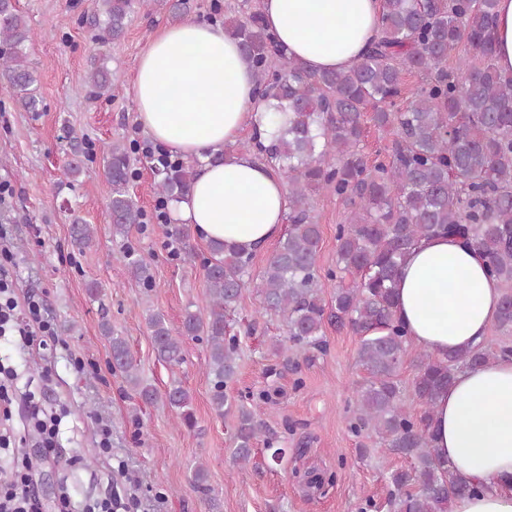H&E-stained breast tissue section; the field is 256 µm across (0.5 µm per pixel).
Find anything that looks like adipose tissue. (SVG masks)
Masks as SVG:
<instances>
[{
	"mask_svg": "<svg viewBox=\"0 0 512 512\" xmlns=\"http://www.w3.org/2000/svg\"><path fill=\"white\" fill-rule=\"evenodd\" d=\"M382 0H261L268 28L289 57L314 72L349 68L378 33ZM138 120L154 142L199 166L190 193L170 202L173 223L204 240L256 251L282 229L288 186L270 166L236 152L205 160L245 131L279 130L255 93L252 67L218 24L165 27L142 53L132 80ZM502 297L479 248L458 236L421 240L404 258L395 315L410 344L435 356L486 339ZM433 446L459 477L479 487L451 512H512V358L459 369L434 400Z\"/></svg>",
	"mask_w": 512,
	"mask_h": 512,
	"instance_id": "adipose-tissue-1",
	"label": "adipose tissue"
}]
</instances>
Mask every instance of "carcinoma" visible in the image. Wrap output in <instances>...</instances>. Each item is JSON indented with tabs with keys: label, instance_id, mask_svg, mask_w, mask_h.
Here are the masks:
<instances>
[{
	"label": "carcinoma",
	"instance_id": "obj_1",
	"mask_svg": "<svg viewBox=\"0 0 512 512\" xmlns=\"http://www.w3.org/2000/svg\"><path fill=\"white\" fill-rule=\"evenodd\" d=\"M154 2L91 0V21L99 30L95 44L103 48L120 39L136 7ZM496 6L497 0H383L380 36L366 53L347 70L320 73L283 52L259 10L224 20L225 32L238 40L254 69L261 98L287 116L275 139L266 143L255 133L239 150L256 152L287 178L288 231L257 275L252 274L253 254L209 242L203 262L210 295L207 315L186 311L176 335L158 313L150 315L148 325L157 359L170 366L183 361L182 337L205 338L212 406L220 415L233 413L239 463L251 459L263 433L261 403L269 400L262 393L250 406L236 405L226 392L237 367V339L227 335L226 315L251 285L262 295L265 310L283 316L288 341L298 352L323 348L326 322L338 329L349 326L360 335L358 361L369 377L356 390L349 429L356 436L376 434L389 453L413 462L391 476L394 512H448L453 498L476 492L433 448V401L456 369L512 355V346L485 343L441 357L418 354L412 389L420 411L413 412L401 399L398 372L408 337L395 319L393 288L404 257L422 238L470 236L487 260L488 274L503 289L497 327L512 330V74L495 64L491 32ZM29 42L30 30L16 0H0V86L24 111L37 112ZM462 42L470 56L448 67V57ZM412 72L427 80L401 109L405 76ZM111 84L112 73L103 65L87 77L97 96ZM367 113L375 126L393 135L390 161L371 169L360 154ZM196 165V160H180L159 170L157 192L169 201L188 194ZM129 178V155L114 143L106 179L115 236H128L139 223ZM321 189L348 206L345 223L336 227V266L329 276L349 283L335 289L328 309L320 296L321 229L313 206ZM70 236L77 249L89 247L91 225L74 217ZM124 260L133 279L149 287V264L131 250ZM101 327L111 340L113 367L135 395L194 427L189 391L175 382L161 393L144 383L125 339L113 335L108 321ZM193 486L214 501L202 465L193 472Z\"/></svg>",
	"mask_w": 512,
	"mask_h": 512
}]
</instances>
